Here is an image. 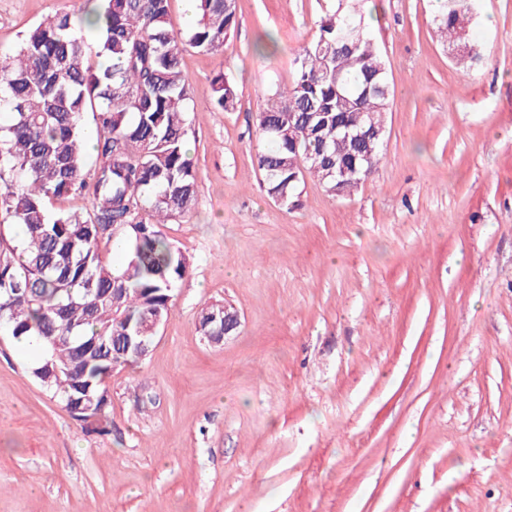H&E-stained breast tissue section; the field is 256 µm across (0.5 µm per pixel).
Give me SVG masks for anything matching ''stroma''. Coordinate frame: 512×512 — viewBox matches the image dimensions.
I'll list each match as a JSON object with an SVG mask.
<instances>
[{
  "mask_svg": "<svg viewBox=\"0 0 512 512\" xmlns=\"http://www.w3.org/2000/svg\"><path fill=\"white\" fill-rule=\"evenodd\" d=\"M327 0H237L220 54L186 49L189 269L85 433L0 332V512H512V0H478L462 74L435 0H359L393 90L375 174L268 197L258 117ZM84 0H0V56ZM237 91L226 112L212 84ZM228 300L238 331L203 341ZM151 393L137 403L133 386ZM200 335L209 343H220L240 325L237 310L228 302L203 308L199 316ZM222 334L224 336H213Z\"/></svg>",
  "mask_w": 512,
  "mask_h": 512,
  "instance_id": "obj_1",
  "label": "stroma"
}]
</instances>
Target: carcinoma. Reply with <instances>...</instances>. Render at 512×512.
Returning a JSON list of instances; mask_svg holds the SVG:
<instances>
[{
	"label": "carcinoma",
	"mask_w": 512,
	"mask_h": 512,
	"mask_svg": "<svg viewBox=\"0 0 512 512\" xmlns=\"http://www.w3.org/2000/svg\"><path fill=\"white\" fill-rule=\"evenodd\" d=\"M317 36L295 60L292 84L259 115L266 148L258 155L269 197L290 205L305 174L333 196L376 170L392 90L382 54L354 0H336ZM98 48L88 64L81 26L67 13L33 27L17 54L0 58V215L23 228L0 237V328L35 339L32 373L88 432L105 434L112 395L104 381L138 361L116 337L168 320L188 271L160 225L188 212L198 177L186 147L190 95L180 61L185 46L216 54L236 26L235 0H197L182 36L169 27V0H97ZM471 0H443L437 32L463 69ZM217 107L231 111L234 86L218 75ZM92 113L95 127L83 123ZM293 112V119L288 113ZM95 166L87 177L86 141ZM87 197L83 211L54 204ZM124 249L110 263L101 243ZM200 335L224 333V304L201 310Z\"/></svg>",
	"instance_id": "carcinoma-1"
}]
</instances>
